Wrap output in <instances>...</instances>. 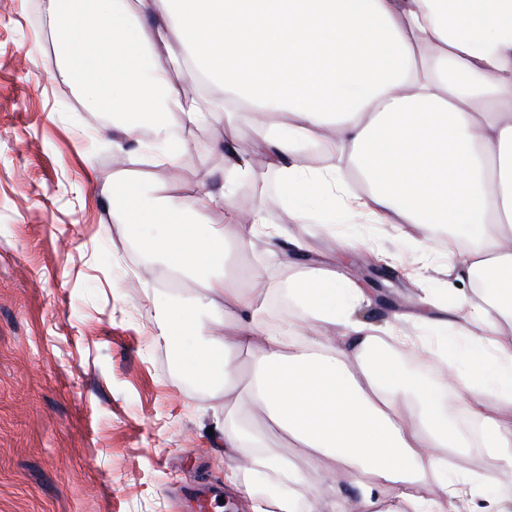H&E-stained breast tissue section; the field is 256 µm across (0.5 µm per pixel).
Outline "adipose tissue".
<instances>
[{
	"mask_svg": "<svg viewBox=\"0 0 512 512\" xmlns=\"http://www.w3.org/2000/svg\"><path fill=\"white\" fill-rule=\"evenodd\" d=\"M49 0L55 53L86 105L112 116L126 137L149 125L156 158L176 164L172 113L206 124L215 107L170 81L165 60L183 63L224 92V173L204 200L120 191L118 221L141 230L180 278L211 269L203 293H169L167 332L191 335L182 359L205 384L237 386L234 352L257 356L247 410L311 451L312 467L355 472L327 512H512V498L482 506L479 478L448 471L447 449L482 450L512 475V0ZM165 40L167 55L154 50ZM252 116L282 185L276 205L295 223L316 214L409 224L429 244L445 230L469 242L449 252L448 275L480 296L442 309L449 353L460 366L455 400L479 431L460 439L438 415L431 388L395 370L376 327L355 312L362 291L322 269L288 285L295 300L280 331L267 326L248 282L222 268L256 237L280 227L257 208L237 238L200 220V203L235 217L239 185L257 171L235 148ZM321 139L339 162L317 167ZM365 184L354 200L344 178ZM484 325L474 336L473 323ZM224 470L248 512H295L301 482L292 462L271 454L248 420L224 423ZM434 479L433 492L419 490Z\"/></svg>",
	"mask_w": 512,
	"mask_h": 512,
	"instance_id": "1",
	"label": "adipose tissue"
}]
</instances>
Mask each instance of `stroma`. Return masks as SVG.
I'll return each mask as SVG.
<instances>
[{
  "mask_svg": "<svg viewBox=\"0 0 512 512\" xmlns=\"http://www.w3.org/2000/svg\"><path fill=\"white\" fill-rule=\"evenodd\" d=\"M48 0H0V512H197L187 485L224 486V440L210 436L246 397L254 357L237 354L239 383H200L179 362L165 334L166 271L160 256L118 221V187L144 183L191 198L224 170L220 123L174 128L195 142L179 173L147 161L145 144L120 137L112 116L87 109L63 81L48 24ZM268 223L302 240L308 260L271 257L264 279L286 286L317 264L355 280L358 261L389 266L386 303L365 289L359 319L396 322L390 354L420 384L446 375L450 362L422 315L471 284L437 274L448 244H415L409 226L360 221L321 232L271 207ZM429 337L432 353L404 355L403 337ZM250 424L269 450L300 474V512H323L333 494L308 451L269 432L264 415ZM457 470L489 481L478 497L512 493L490 453L464 451Z\"/></svg>",
  "mask_w": 512,
  "mask_h": 512,
  "instance_id": "35a3bbf8",
  "label": "stroma"
}]
</instances>
